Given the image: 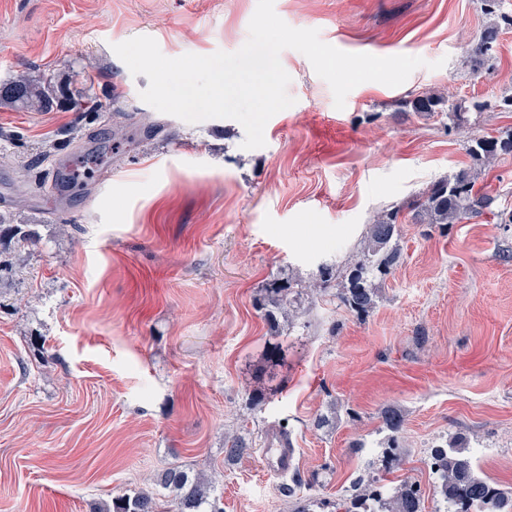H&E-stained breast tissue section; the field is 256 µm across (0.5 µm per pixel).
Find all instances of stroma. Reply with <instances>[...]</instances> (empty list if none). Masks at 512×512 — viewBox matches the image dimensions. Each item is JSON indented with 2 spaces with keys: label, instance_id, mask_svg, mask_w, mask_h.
I'll list each match as a JSON object with an SVG mask.
<instances>
[{
  "label": "stroma",
  "instance_id": "1",
  "mask_svg": "<svg viewBox=\"0 0 512 512\" xmlns=\"http://www.w3.org/2000/svg\"><path fill=\"white\" fill-rule=\"evenodd\" d=\"M256 6L0 0V83L34 70L107 106L0 105V201L40 235L0 286V512H99L155 491L173 465L211 479L224 512H294L295 488L336 512L355 479L372 477L412 483L423 512H438L430 452L453 442L512 489V223L500 221L512 214V158L476 181L492 212L445 231L403 222L400 262L369 315L321 300L275 337L254 307L268 281L343 262L377 214L468 167L467 133L512 128V112L470 111L457 130L409 107L424 93H512V26L477 68L482 0H274L289 26L342 51L428 65L398 87L358 85L339 110L310 61L283 50L295 103L254 150L235 120L191 124L144 103L147 77L112 50L149 36L170 58L232 53ZM151 122L165 128L144 137ZM116 140L121 153L94 182L55 188L60 163ZM388 408L400 432L386 428ZM282 429L295 468L270 476L261 448ZM236 437L252 451L229 463Z\"/></svg>",
  "mask_w": 512,
  "mask_h": 512
}]
</instances>
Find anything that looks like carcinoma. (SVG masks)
I'll return each mask as SVG.
<instances>
[{"mask_svg":"<svg viewBox=\"0 0 512 512\" xmlns=\"http://www.w3.org/2000/svg\"><path fill=\"white\" fill-rule=\"evenodd\" d=\"M500 32L499 24L491 23L475 37L470 51L477 65L491 59ZM62 97V91L37 77H21L0 84V103L18 109L46 112ZM466 150L474 164L486 167L506 156L512 157V130L471 134L467 136ZM92 163L82 174L73 168L59 171L56 182L69 185L82 177L93 179L103 159L96 158ZM493 203L491 195L476 188L471 170L460 169L419 194L412 208V223L457 224L484 214L492 209ZM398 215L399 211L394 210L374 220L366 232L364 248L346 265L336 269L323 265L318 278L302 286L291 277L270 281L256 305L259 316L277 332L281 321L291 322L295 304L301 297L315 302L327 294L333 280L339 305L358 316L368 315L376 305L374 280L390 275L401 257ZM5 238L39 242L36 231L23 224H6L0 215V242ZM431 469L438 480L445 512H512V492H505L477 475L473 460L464 449L441 446L432 449ZM159 484L167 491L164 498L146 493L118 495L105 506L106 512H223L219 499L211 497L208 483L178 466L163 472ZM366 501L373 503L371 512H422L421 495L415 486L406 482L393 494L387 485L374 479L355 482L353 493L336 503V509L363 512L360 505Z\"/></svg>","mask_w":512,"mask_h":512,"instance_id":"obj_1","label":"carcinoma"}]
</instances>
